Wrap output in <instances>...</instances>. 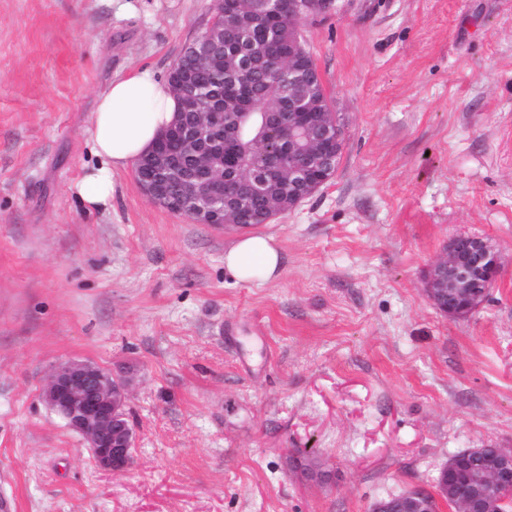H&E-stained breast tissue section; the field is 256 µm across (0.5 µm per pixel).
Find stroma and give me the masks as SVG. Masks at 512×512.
<instances>
[{
    "label": "stroma",
    "instance_id": "obj_1",
    "mask_svg": "<svg viewBox=\"0 0 512 512\" xmlns=\"http://www.w3.org/2000/svg\"><path fill=\"white\" fill-rule=\"evenodd\" d=\"M212 0H0V498L11 512H370L512 448V0H337L302 24L344 148L256 225L284 262L236 282L238 227L113 175L86 212L99 93L167 79ZM504 257L463 319L425 294L458 234ZM131 379L134 462L101 470L42 400L59 364ZM309 449L329 479L301 480Z\"/></svg>",
    "mask_w": 512,
    "mask_h": 512
}]
</instances>
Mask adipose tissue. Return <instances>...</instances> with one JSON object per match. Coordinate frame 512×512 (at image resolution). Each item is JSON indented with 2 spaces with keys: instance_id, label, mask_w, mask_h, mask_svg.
Listing matches in <instances>:
<instances>
[{
  "instance_id": "obj_1",
  "label": "adipose tissue",
  "mask_w": 512,
  "mask_h": 512,
  "mask_svg": "<svg viewBox=\"0 0 512 512\" xmlns=\"http://www.w3.org/2000/svg\"><path fill=\"white\" fill-rule=\"evenodd\" d=\"M180 102L167 84L146 71L113 79L100 93L88 129L95 163L85 165L71 186L87 210L112 203V175L138 161L173 121ZM282 257L271 237L249 234L224 254V267L242 283H265L277 277Z\"/></svg>"
}]
</instances>
